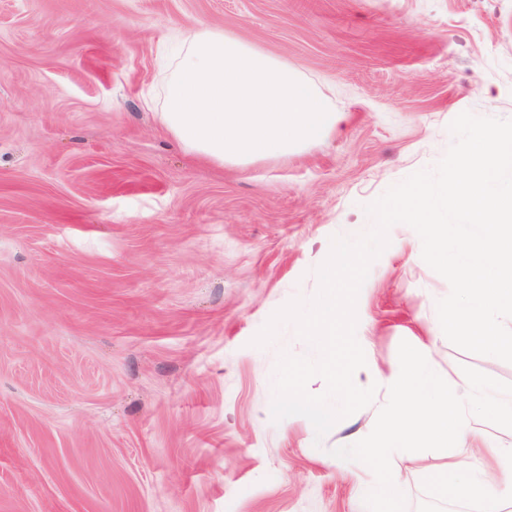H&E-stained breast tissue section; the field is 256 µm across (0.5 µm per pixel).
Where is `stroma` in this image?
Returning a JSON list of instances; mask_svg holds the SVG:
<instances>
[{
	"instance_id": "stroma-1",
	"label": "stroma",
	"mask_w": 512,
	"mask_h": 512,
	"mask_svg": "<svg viewBox=\"0 0 512 512\" xmlns=\"http://www.w3.org/2000/svg\"><path fill=\"white\" fill-rule=\"evenodd\" d=\"M206 24L288 62L345 124L285 158L182 151L166 48ZM512 119V0H0V512H376L334 460L391 400L317 437L273 422L271 315L318 291L335 236L433 167L462 112ZM356 304L366 363L422 358L445 384L512 391V363L440 333L449 283L393 225ZM435 449L394 455L400 512L434 498Z\"/></svg>"
}]
</instances>
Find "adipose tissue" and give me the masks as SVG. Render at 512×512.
<instances>
[{
	"label": "adipose tissue",
	"mask_w": 512,
	"mask_h": 512,
	"mask_svg": "<svg viewBox=\"0 0 512 512\" xmlns=\"http://www.w3.org/2000/svg\"><path fill=\"white\" fill-rule=\"evenodd\" d=\"M180 51L164 90L158 121L188 153L213 164L249 166L287 156L320 140L345 120L287 63L236 34L206 25L183 29ZM323 378L341 400L383 386L392 394L383 422L367 447L336 459L343 472L366 470L357 495L378 512H397L400 472L388 459L411 448H440L445 462L428 472L443 498L478 497L483 512H503L512 501V447L483 438L477 425L512 422V394L492 396L479 383L445 386L428 362L402 359L394 367L357 372L328 358Z\"/></svg>",
	"instance_id": "obj_1"
}]
</instances>
